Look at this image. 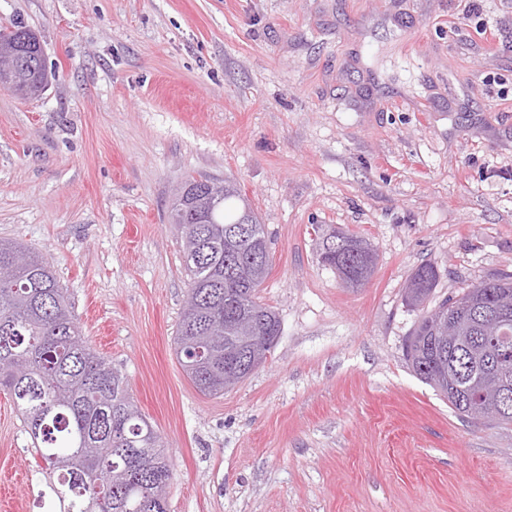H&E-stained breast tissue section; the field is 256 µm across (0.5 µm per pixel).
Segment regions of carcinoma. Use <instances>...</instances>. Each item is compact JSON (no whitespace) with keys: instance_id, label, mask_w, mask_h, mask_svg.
<instances>
[{"instance_id":"carcinoma-1","label":"carcinoma","mask_w":512,"mask_h":512,"mask_svg":"<svg viewBox=\"0 0 512 512\" xmlns=\"http://www.w3.org/2000/svg\"><path fill=\"white\" fill-rule=\"evenodd\" d=\"M31 29L1 30L13 61L26 62L33 82L46 69L41 43ZM211 180L188 177L174 194L169 221L182 228L184 269L194 306L184 308L177 331L182 366L203 394L224 392V354L245 363L238 323L280 325L258 293L270 264L265 225L252 216L249 232L233 234L243 216L240 194L212 202ZM319 262L345 275L347 288L364 284L376 265L371 243L362 236L329 229L320 236ZM439 272L419 265L407 279L404 301L425 305ZM512 303V274L502 273L444 298L422 316L408 336L404 356L414 374L448 399L464 419L478 411L469 396L479 361L470 348L494 346L493 327H477L469 304L485 290ZM32 359L26 377L12 363ZM0 391L20 414L33 447L50 473L51 490L64 506L59 512H169L165 488L172 469L161 437L135 405L125 377L88 346L49 262L17 241L0 239Z\"/></svg>"}]
</instances>
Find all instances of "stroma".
<instances>
[{
	"instance_id": "obj_1",
	"label": "stroma",
	"mask_w": 512,
	"mask_h": 512,
	"mask_svg": "<svg viewBox=\"0 0 512 512\" xmlns=\"http://www.w3.org/2000/svg\"><path fill=\"white\" fill-rule=\"evenodd\" d=\"M54 75L0 88V239L54 267L172 465L170 512H512V426L455 414L403 358L436 299L512 272V0H0ZM228 180L264 224L281 334L201 393L168 205ZM373 244L343 287L319 227ZM45 465L0 393V512H41ZM439 272L431 263L419 265L407 279L404 288V301L413 309L424 306L436 287Z\"/></svg>"
}]
</instances>
